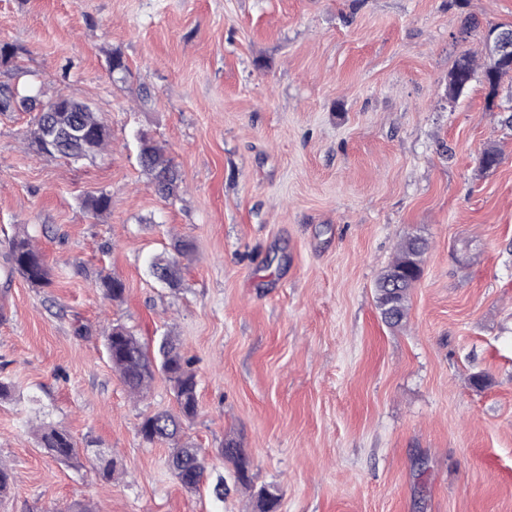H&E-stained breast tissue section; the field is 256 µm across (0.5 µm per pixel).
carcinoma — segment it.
Instances as JSON below:
<instances>
[{
	"label": "carcinoma",
	"instance_id": "obj_1",
	"mask_svg": "<svg viewBox=\"0 0 512 512\" xmlns=\"http://www.w3.org/2000/svg\"><path fill=\"white\" fill-rule=\"evenodd\" d=\"M478 74L488 90L487 100L491 104L501 81L506 77L512 79V58L491 55L488 61L481 64L473 54H462L448 74V98L456 99ZM16 100L26 108H36V97L24 95L8 85H0V112L9 111ZM48 123L60 134L58 145L52 149L42 147ZM34 143L44 154L72 159L104 152L110 146L107 127L98 114L88 105L69 97L55 98V110L49 115L36 113ZM138 162L151 176L160 195L165 198L174 196L180 176L160 147L155 144L148 147L147 153L138 157ZM110 204L111 198L106 193L91 196L84 202L85 208L92 214L106 211ZM173 249L176 250L175 255L165 260H152L149 269L153 270L164 262L173 267L171 276L179 283L183 262L191 260V245L178 240L173 244ZM426 250L425 239L417 236L405 239L399 245L396 259L379 275L377 307L382 320L391 327L402 325L407 318L408 293L421 275ZM16 272L36 286L50 284V272L26 235L17 236L10 242L8 276ZM99 287L106 297L114 301H120L124 296V283L117 277L102 278ZM105 340L112 369L130 395L141 397L150 390L157 366L172 384L179 413L164 412L144 417L140 423V434L149 443L170 444L172 451L167 462L182 461L187 465V471L177 474L182 486L188 490L198 488L206 472L205 462L197 449L181 443L180 439L181 418L196 415L198 409L197 381L190 360L180 353L172 337H165L156 351L151 353L120 324L112 326ZM36 437L39 446L57 458L69 459L77 454L75 440L62 428L43 425L37 430ZM221 454L224 460L233 465L237 482L247 483L250 462L240 444L233 438L225 440ZM256 497L259 512H275L280 500L278 494L263 487L258 490Z\"/></svg>",
	"mask_w": 512,
	"mask_h": 512
}]
</instances>
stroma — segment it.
<instances>
[{"mask_svg":"<svg viewBox=\"0 0 512 512\" xmlns=\"http://www.w3.org/2000/svg\"><path fill=\"white\" fill-rule=\"evenodd\" d=\"M500 24L512 0H0V44L18 49L0 84L90 105L112 142L52 158L32 112H0V259L25 233L51 274L0 273V512H255L270 485L279 512H512V82L448 98L457 58ZM142 132L176 197L142 171ZM412 235L428 249L392 327L376 282ZM179 239L192 261L170 288L149 263ZM116 323L193 362L198 490L138 432L178 406L161 373L128 394L105 348ZM42 424L78 456L40 448ZM228 437L251 490L219 455ZM151 141V139H150ZM141 168L151 176L157 192L165 198L172 197L181 181L180 176L172 165L171 159L165 152L151 141V146L144 156L138 155ZM38 444L57 458L69 459L77 454L76 442L65 429L43 425L36 433Z\"/></svg>","mask_w":512,"mask_h":512,"instance_id":"1","label":"stroma"}]
</instances>
